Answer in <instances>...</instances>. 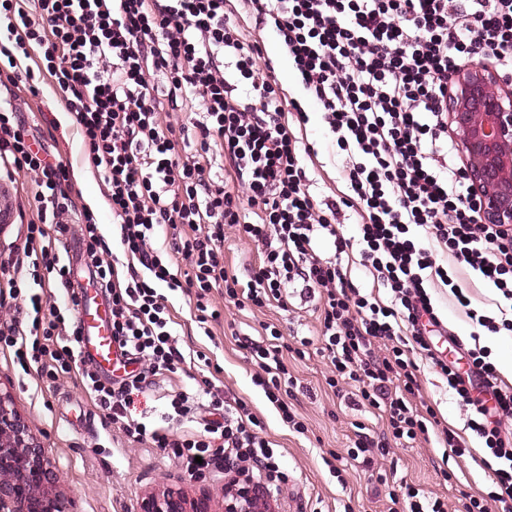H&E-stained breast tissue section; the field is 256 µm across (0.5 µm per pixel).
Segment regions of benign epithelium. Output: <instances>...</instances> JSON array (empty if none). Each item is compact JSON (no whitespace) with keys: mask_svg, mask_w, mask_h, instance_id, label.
Instances as JSON below:
<instances>
[{"mask_svg":"<svg viewBox=\"0 0 512 512\" xmlns=\"http://www.w3.org/2000/svg\"><path fill=\"white\" fill-rule=\"evenodd\" d=\"M448 126L458 133L467 176L481 199V222L512 224V90L487 66L466 64L448 91ZM61 482L11 395L0 391V512H70ZM261 503L248 485L220 512H256ZM137 512L214 510L208 494L191 496L162 480Z\"/></svg>","mask_w":512,"mask_h":512,"instance_id":"obj_1","label":"benign epithelium"}]
</instances>
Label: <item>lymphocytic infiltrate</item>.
I'll return each instance as SVG.
<instances>
[{
    "label": "lymphocytic infiltrate",
    "instance_id": "obj_1",
    "mask_svg": "<svg viewBox=\"0 0 512 512\" xmlns=\"http://www.w3.org/2000/svg\"><path fill=\"white\" fill-rule=\"evenodd\" d=\"M243 7L275 29L344 155L335 198L317 199L312 190L307 114L278 88L263 45L245 38ZM0 28L8 33L0 87L48 74L76 121L85 160L106 186L127 259L119 277L95 214L76 206L72 168L33 145L19 96L0 99V171L27 179L37 210L22 258L0 261L9 296L0 300L1 348L51 379L80 378L125 436L177 449L185 473L220 464L225 490L244 475L275 499L282 489L271 475L280 456L239 398L211 389L222 419L179 436L132 411L157 376L184 362L168 292L194 293L202 324L221 316L210 303L215 291L260 308L284 309L297 297L319 313L314 341L330 368L327 385L341 398L353 387L356 406L388 423L359 437L350 459L375 467L393 439L434 438L459 457L478 442L494 463L492 488L464 493V512H512V386L486 347L456 336V353L446 358L431 341L442 322L432 303L438 288L482 332L512 333V226L482 223L447 107L452 77L473 55L487 57L512 85V0H0ZM34 51L35 71L22 64ZM228 65L236 82L224 73ZM175 112L186 121H170ZM216 153L230 165L221 181L209 176ZM346 208L360 219L355 241L338 222ZM161 227L166 246L158 249ZM230 231L244 233L259 257L244 284L224 265ZM70 238L109 303L112 338L131 366L124 376L102 377L62 342L81 335L79 293L56 248ZM325 242L331 255L321 252ZM354 253L388 301L352 285L344 261ZM441 254L452 265L438 263ZM467 271L495 288L497 315L472 308L461 278ZM314 341L301 339L296 356ZM240 344L257 368L255 385L283 423L304 432L281 396L297 384L283 361L287 338L274 329ZM423 365L465 407L468 435L413 405Z\"/></svg>",
    "mask_w": 512,
    "mask_h": 512
}]
</instances>
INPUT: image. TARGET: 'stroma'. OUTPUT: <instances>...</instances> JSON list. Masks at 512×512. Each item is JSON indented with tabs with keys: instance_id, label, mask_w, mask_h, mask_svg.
Masks as SVG:
<instances>
[{
	"instance_id": "35a3bbf8",
	"label": "stroma",
	"mask_w": 512,
	"mask_h": 512,
	"mask_svg": "<svg viewBox=\"0 0 512 512\" xmlns=\"http://www.w3.org/2000/svg\"><path fill=\"white\" fill-rule=\"evenodd\" d=\"M248 37L260 41L277 63L276 76L286 96L302 100L308 113L307 137L317 156L307 170L318 197L331 195L341 176L343 156L323 126L318 107L305 100L301 83L286 72L289 59L282 42L269 27H247ZM19 95L27 102L25 121L46 146L61 153L75 174L89 179L76 183L78 194L104 191L97 173L82 158L77 127L64 105L50 91L43 78L33 84H20ZM5 200L13 209L12 223L0 226V252L20 243L25 225L33 215L22 188L21 178L6 181ZM186 364L183 371L161 380L155 391L142 398L140 408L146 420L160 424L168 409L167 394L184 391L207 403L205 382L234 393L246 402L259 422L264 436L278 446L284 481L279 512H386L388 494L398 481L412 482L425 492L444 497L447 512H463L460 491H489L490 482L481 465L483 451L455 457L450 449L416 440L391 446L383 467L387 483H379L372 469L348 467L336 473L328 467L333 457H346L359 432L380 431L384 422L370 414L343 410L326 385V366L318 355L304 359L285 355L289 371L302 385L311 388L312 397L298 396L296 404L305 419V433L285 426L263 390L253 382L255 367L248 362L236 341L237 335L258 336L263 326L272 324L288 337H317L320 323L310 307L284 311L275 307H249L238 310L221 296L213 301L221 311L219 321L201 329L196 321L193 295H168ZM420 402L432 406L449 428L464 432L466 413L448 389L446 380L429 368L419 374ZM0 382L10 392L16 406L29 422L32 432L47 448L53 464L65 476L64 490L75 502L76 512H133L137 500L153 491L159 477L181 485L190 494L207 489L214 512H219L224 492V470L213 467L201 476L189 477L181 469L173 450L159 451L146 444L130 442L118 429L107 426L102 409L89 394L71 381L51 382L35 372L23 370L12 354L0 351Z\"/></svg>"
}]
</instances>
